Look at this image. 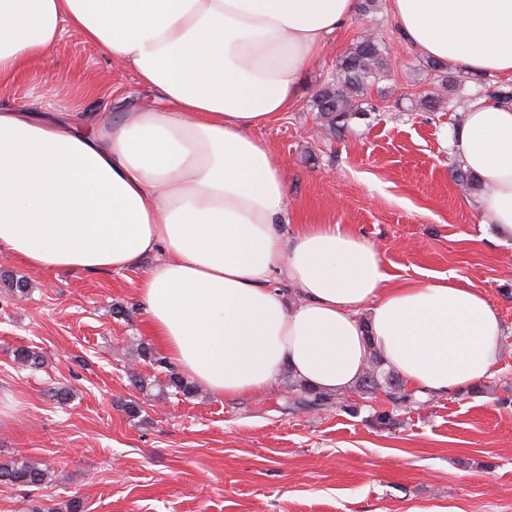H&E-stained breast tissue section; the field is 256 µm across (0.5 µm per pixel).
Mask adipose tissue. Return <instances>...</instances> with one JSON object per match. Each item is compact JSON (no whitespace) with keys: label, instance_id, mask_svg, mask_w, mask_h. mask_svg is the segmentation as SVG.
<instances>
[{"label":"adipose tissue","instance_id":"ef3b65f1","mask_svg":"<svg viewBox=\"0 0 512 512\" xmlns=\"http://www.w3.org/2000/svg\"><path fill=\"white\" fill-rule=\"evenodd\" d=\"M358 0H0V84L65 30L132 71L159 106L130 118L0 109V249L41 271L161 259L137 285L154 338L215 396L265 394L282 370L352 389L370 353L415 394L490 377L504 336L485 292L452 276L389 286L379 250L340 224L292 236L288 181L255 129L296 102L302 71ZM404 37L472 74H512V0H388ZM451 153L512 235V107L473 102ZM296 287L289 301L272 273Z\"/></svg>","mask_w":512,"mask_h":512}]
</instances>
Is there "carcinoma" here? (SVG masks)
Segmentation results:
<instances>
[{"instance_id": "1", "label": "carcinoma", "mask_w": 512, "mask_h": 512, "mask_svg": "<svg viewBox=\"0 0 512 512\" xmlns=\"http://www.w3.org/2000/svg\"><path fill=\"white\" fill-rule=\"evenodd\" d=\"M429 67L434 72L431 88L421 95V104L429 108L440 101V90L451 84L460 85L472 78L471 74L462 70L447 72L439 61L430 62ZM388 72V52L378 39L359 37L350 45L339 59L336 79L324 84L314 98L319 126L326 135L342 136L350 119L362 114L360 97L364 95L366 87L386 78ZM452 176L466 190H481L480 179L459 164L453 165ZM137 356L156 369L168 368L165 359L145 345L137 349ZM14 359L22 367L31 370L42 365L40 357L23 346L14 350ZM169 388L176 395L189 396L196 392L195 385L173 372L168 374L167 383L159 386V393H165ZM288 388L292 393L293 403L299 407L323 409L332 406L337 399L333 394L314 390L291 373L288 374ZM378 389L384 392L387 400L395 407L410 410L419 404L415 394L405 389L398 376L383 371L380 356L373 353L367 370L354 386V390L363 395ZM47 476V468L35 460L13 459L0 462V486L39 487L45 483Z\"/></svg>"}]
</instances>
